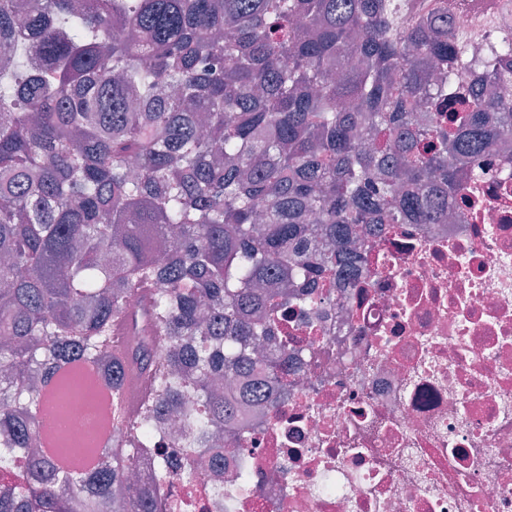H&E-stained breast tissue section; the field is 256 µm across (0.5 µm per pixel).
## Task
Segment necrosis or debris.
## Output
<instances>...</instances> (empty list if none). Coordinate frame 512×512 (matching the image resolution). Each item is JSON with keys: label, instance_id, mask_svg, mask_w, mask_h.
<instances>
[{"label": "necrosis or debris", "instance_id": "1", "mask_svg": "<svg viewBox=\"0 0 512 512\" xmlns=\"http://www.w3.org/2000/svg\"><path fill=\"white\" fill-rule=\"evenodd\" d=\"M463 22L468 86L512 23ZM466 194L445 223L363 233L350 278L289 304L267 342L287 378L222 466L163 487L176 512H512V160Z\"/></svg>", "mask_w": 512, "mask_h": 512}]
</instances>
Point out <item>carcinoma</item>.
Listing matches in <instances>:
<instances>
[{
  "label": "carcinoma",
  "instance_id": "cac0c4a2",
  "mask_svg": "<svg viewBox=\"0 0 512 512\" xmlns=\"http://www.w3.org/2000/svg\"><path fill=\"white\" fill-rule=\"evenodd\" d=\"M466 0H0V512H171L126 475L160 413L194 449L267 397L262 286L350 270L362 228L436 224L512 142V98L454 103ZM128 32L112 38V30ZM486 83L512 85V43ZM431 113L417 150L413 114ZM134 293L139 304L126 297ZM167 357L158 366L154 340ZM89 365L122 436L42 448ZM149 398L128 406L132 375Z\"/></svg>",
  "mask_w": 512,
  "mask_h": 512
}]
</instances>
